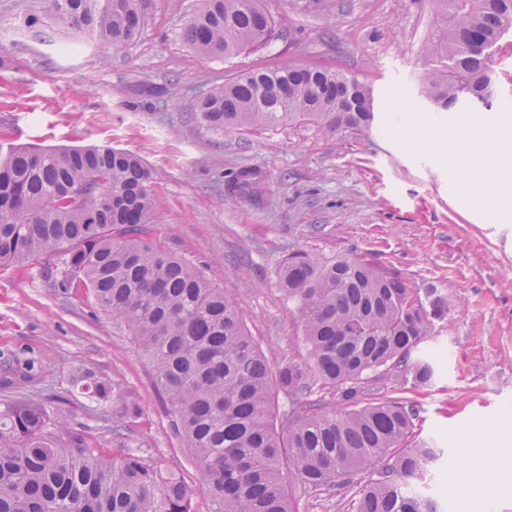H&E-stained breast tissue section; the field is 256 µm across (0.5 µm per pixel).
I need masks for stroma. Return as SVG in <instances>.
Instances as JSON below:
<instances>
[{
	"mask_svg": "<svg viewBox=\"0 0 512 512\" xmlns=\"http://www.w3.org/2000/svg\"><path fill=\"white\" fill-rule=\"evenodd\" d=\"M263 5L278 40L224 58L199 55L183 38L202 0H141L140 33L118 53L43 17L41 0H0V146L109 144L142 157L154 177L150 239L234 298L275 369L307 356L278 285L291 251L362 257L418 294L440 290L448 315L415 351L436 357L432 383L403 385L380 369L360 380V399L416 406L415 439L444 451L421 490L445 512H460L474 483L487 493L481 512H512V486L494 473L475 481L470 466L473 448L490 458L512 448V221L494 218L499 196L474 208L435 148L461 140L469 121L492 126L512 114V33L492 50L491 104L435 112L418 95L421 75L438 63L427 51L435 0ZM282 65L337 67L370 85L373 128L304 118L216 134L195 118L192 105L211 86ZM246 168L261 178L258 195L228 187ZM65 271L56 252L0 267V353L37 367L33 380L0 387V404L19 390L40 397L102 454L151 456L195 486L196 460L172 429L148 358L89 292L60 288ZM100 384L134 397L140 415L120 417L115 401L96 394ZM374 476L359 472L332 497L295 481L287 488L298 512H351Z\"/></svg>",
	"mask_w": 512,
	"mask_h": 512,
	"instance_id": "1",
	"label": "stroma"
}]
</instances>
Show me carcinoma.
<instances>
[{
  "label": "carcinoma",
  "instance_id": "1",
  "mask_svg": "<svg viewBox=\"0 0 512 512\" xmlns=\"http://www.w3.org/2000/svg\"><path fill=\"white\" fill-rule=\"evenodd\" d=\"M438 2L429 52L444 65L423 74L421 94L441 111L487 105L495 93L490 50L512 29V0ZM42 11L114 51L136 37L141 21L140 0H42ZM277 37L260 0H205L184 29L187 44L209 57L264 50ZM193 110L215 132L301 118L365 131L375 121L371 88L321 67L240 74L213 86ZM153 212L152 173L134 154L110 145L0 149V266L59 252L68 267L62 287L78 278L130 331L151 361L174 432L198 461L210 512H296L284 464L288 476L329 496L338 479L376 470L354 512H439L417 488L438 449L413 440L415 405L352 401L363 375L383 367L400 369L405 384L431 382L432 363L410 355L447 313L444 298L431 292L426 305L364 258L293 252L279 285L308 357L274 371L234 299L145 237ZM318 385L338 390L349 406L319 407ZM280 393L294 404L281 431L272 422ZM191 497L158 460L104 456L30 396L0 410V512H193Z\"/></svg>",
  "mask_w": 512,
  "mask_h": 512
}]
</instances>
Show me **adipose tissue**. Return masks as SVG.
Segmentation results:
<instances>
[{"mask_svg": "<svg viewBox=\"0 0 512 512\" xmlns=\"http://www.w3.org/2000/svg\"><path fill=\"white\" fill-rule=\"evenodd\" d=\"M464 150L471 158L469 181L474 202H482L491 190L512 187V124L491 129L482 122L468 125L463 144L448 142L444 151Z\"/></svg>", "mask_w": 512, "mask_h": 512, "instance_id": "adipose-tissue-1", "label": "adipose tissue"}]
</instances>
